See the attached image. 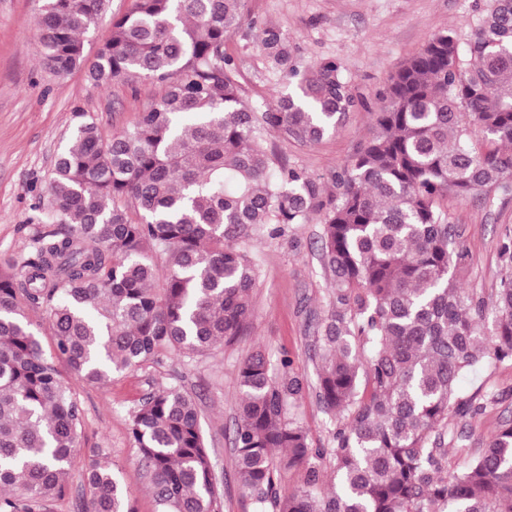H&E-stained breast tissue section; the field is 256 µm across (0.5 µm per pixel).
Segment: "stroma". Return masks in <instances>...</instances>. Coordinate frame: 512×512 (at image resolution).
<instances>
[{
  "instance_id": "stroma-1",
  "label": "stroma",
  "mask_w": 512,
  "mask_h": 512,
  "mask_svg": "<svg viewBox=\"0 0 512 512\" xmlns=\"http://www.w3.org/2000/svg\"><path fill=\"white\" fill-rule=\"evenodd\" d=\"M482 0H248L243 24L231 31L225 49L235 59L247 105L266 108L288 82L256 50L265 28L280 30L300 66L321 58L341 60L360 105L321 142L301 144L268 134L264 147L305 169L333 193L334 174L377 132L376 113L389 77L435 34L454 30L467 38ZM41 0H0V262H22L37 226L34 209L46 191L55 161L77 124L76 109L91 114L103 135L130 128L138 113L160 94L149 81L91 85L84 71L56 76L42 63L37 27ZM450 223L463 234L467 256L457 268L462 288L491 296L499 280L498 244L512 227V196L487 188L449 197ZM318 221L287 227L283 236L252 238L245 245L258 270L247 331L211 354L166 357L135 371L113 374L104 384L71 381L84 413L82 455L105 449L127 488L136 512H155L149 476L134 453L129 416L148 393L179 387L195 396L211 452L220 512H257L240 488L235 470L240 361L256 350L272 364L291 359L290 375L303 390L287 404V418L306 428L313 447H332L331 425L318 407L317 375L311 359L313 326L326 309L327 275L317 252ZM500 401L469 420L476 446L512 419V366L502 364L462 377L461 395L479 389Z\"/></svg>"
}]
</instances>
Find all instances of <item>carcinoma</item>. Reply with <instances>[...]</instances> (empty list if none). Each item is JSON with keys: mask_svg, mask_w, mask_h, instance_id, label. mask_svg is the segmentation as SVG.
Returning <instances> with one entry per match:
<instances>
[{"mask_svg": "<svg viewBox=\"0 0 512 512\" xmlns=\"http://www.w3.org/2000/svg\"><path fill=\"white\" fill-rule=\"evenodd\" d=\"M245 0H134L87 61L81 36L109 0H42L44 63L95 85L150 80L160 97L109 138L83 110L57 158L51 230L35 229L22 270L0 265V512H47L75 466L88 512H135L112 464L79 448L83 411L69 379L105 383L165 355H206L249 323L257 272L241 244L308 224L320 186L262 146L277 132L318 143L359 104L341 61L299 68L267 28L257 48L291 92L247 106L226 36ZM377 134L334 175L321 217L328 304L314 329L316 399L332 448L285 420L303 382L276 377L265 354L238 369L234 455L259 512H512V420L468 464L448 471L455 418L498 402L458 393L461 377L512 363V229L501 234L492 302L460 288L461 232L442 201L488 186L512 194V0H487L468 51L434 35L390 77ZM482 137H474L475 132ZM49 311L53 352L29 320ZM494 314L485 333L486 310ZM67 366L68 375L55 359ZM158 512H220L200 412L163 388L129 418ZM304 467L303 486L275 488L274 450ZM327 460L323 480L315 460Z\"/></svg>", "mask_w": 512, "mask_h": 512, "instance_id": "carcinoma-1", "label": "carcinoma"}]
</instances>
